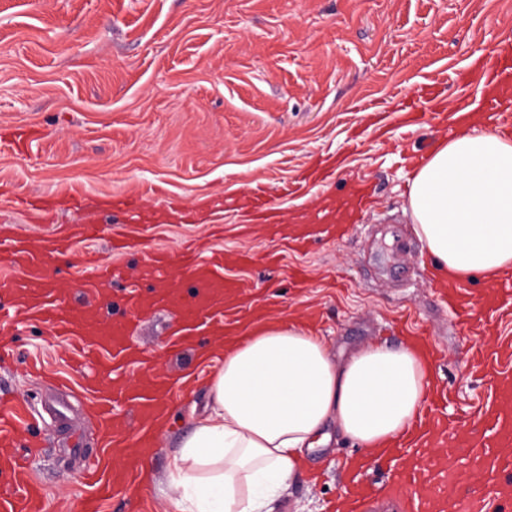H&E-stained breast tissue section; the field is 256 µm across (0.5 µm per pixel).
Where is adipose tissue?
<instances>
[{
	"instance_id": "obj_1",
	"label": "adipose tissue",
	"mask_w": 512,
	"mask_h": 512,
	"mask_svg": "<svg viewBox=\"0 0 512 512\" xmlns=\"http://www.w3.org/2000/svg\"><path fill=\"white\" fill-rule=\"evenodd\" d=\"M415 233L440 286L512 269V139L486 130L438 143L410 182ZM224 363L208 411L168 474L177 512H272L327 425L372 451L418 416L429 371L408 345H371L345 360L298 323L257 319L216 341Z\"/></svg>"
}]
</instances>
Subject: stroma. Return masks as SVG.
Instances as JSON below:
<instances>
[{
    "instance_id": "1",
    "label": "stroma",
    "mask_w": 512,
    "mask_h": 512,
    "mask_svg": "<svg viewBox=\"0 0 512 512\" xmlns=\"http://www.w3.org/2000/svg\"><path fill=\"white\" fill-rule=\"evenodd\" d=\"M512 40V0H0V127L34 128L24 150L0 142V225L37 239L84 219L93 200L139 196L142 210L168 205L192 212L189 223H136L109 210L97 220L107 236L97 250L123 266L102 309L120 315L139 277L143 253L112 251L108 237H143L151 251H247L253 263L226 274L271 299L272 319L314 330L332 353L371 343L396 346L428 328L444 352L433 382L447 397L443 420L476 423L512 364L489 379L473 373L475 348L512 350V318L490 323L470 286L474 327L460 331L436 299L430 259L414 232L407 194L415 163L443 138L436 122L392 126L388 113L420 109L417 97L452 100L459 76L500 41ZM319 165L335 176L307 197H278L281 224L267 233L246 212L216 224L213 206L256 182L272 189L304 179ZM374 188L356 202L358 224L293 246L308 230L309 209L337 211L357 180ZM307 275L296 287L294 271ZM171 311L143 319L133 344L130 386L156 372L170 422L143 460L153 483L131 495L102 497L79 478L98 448L86 391L94 368L72 359L73 343L45 322L17 315L0 331V394L14 407L13 455L32 462L45 486V512H174L166 482L173 453L202 414L220 368L205 358L211 335L177 352L166 345ZM333 436L307 455L276 512H330L360 456Z\"/></svg>"
}]
</instances>
